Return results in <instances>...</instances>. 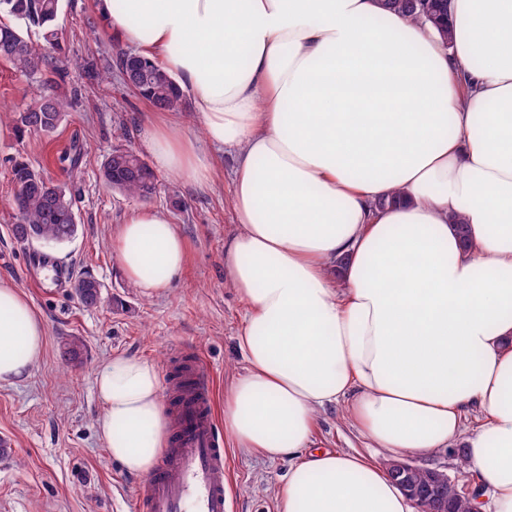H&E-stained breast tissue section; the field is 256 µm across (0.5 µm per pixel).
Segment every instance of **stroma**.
I'll list each match as a JSON object with an SVG mask.
<instances>
[{
  "label": "stroma",
  "mask_w": 512,
  "mask_h": 512,
  "mask_svg": "<svg viewBox=\"0 0 512 512\" xmlns=\"http://www.w3.org/2000/svg\"><path fill=\"white\" fill-rule=\"evenodd\" d=\"M57 24L64 32L60 54L90 59L97 76L69 70L59 90L78 91L79 97L55 134L0 141V278L13 281L29 298L46 328L42 358L29 376L0 385V439L13 448L0 457V512H138L141 477L112 459L98 433L101 404L94 372L112 355L125 354L153 362L165 380L175 356L193 352L210 372L215 410L223 412L231 377L247 366L236 341L244 304L224 283V245L235 230L234 154L216 153L212 182L205 188L162 172L147 203L107 189L99 178L102 163L118 146L147 155L142 129L154 109L125 88L114 58L129 44L106 28L95 0H62ZM49 77L44 68L25 75L0 61V103L22 111ZM75 139L89 150L73 179L58 157ZM18 156L52 180H73L80 228L71 242L23 246L11 237L15 186L10 167ZM146 204L167 214L189 247L186 272L155 297L142 295L126 279L111 247L118 225ZM44 255L65 276L99 280L101 306L85 309L71 287H55L53 270L37 266ZM75 337L85 347L80 362L69 365L63 352ZM312 445L356 451L380 462L387 456L359 435L343 402L320 410ZM224 461L229 512H277L289 459L271 461L228 442Z\"/></svg>",
  "instance_id": "1"
}]
</instances>
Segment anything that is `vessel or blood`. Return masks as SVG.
<instances>
[{
  "label": "vessel or blood",
  "mask_w": 512,
  "mask_h": 512,
  "mask_svg": "<svg viewBox=\"0 0 512 512\" xmlns=\"http://www.w3.org/2000/svg\"><path fill=\"white\" fill-rule=\"evenodd\" d=\"M193 385L169 380L171 443L144 483L139 512H228L224 444L216 434L213 383L200 362L187 368Z\"/></svg>",
  "instance_id": "vessel-or-blood-1"
}]
</instances>
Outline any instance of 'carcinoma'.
<instances>
[{
	"label": "carcinoma",
	"mask_w": 512,
	"mask_h": 512,
	"mask_svg": "<svg viewBox=\"0 0 512 512\" xmlns=\"http://www.w3.org/2000/svg\"><path fill=\"white\" fill-rule=\"evenodd\" d=\"M385 7L402 14L415 23H429L449 40L448 0H384ZM60 11V0H0V13L13 16L18 24L0 25V60L8 61L17 70L27 73L42 64L40 53L34 47L24 29H39L43 41L59 46L61 32L56 24ZM119 72L127 77L135 92L154 108L168 112L183 109L184 93L175 79L154 60L140 56V65L134 71L126 70V62L119 59ZM68 102L54 89L46 92L35 104L16 112L12 122L23 138L28 134H54L64 121ZM88 147L72 143L60 157L69 161V171H79L80 160ZM12 182L16 188L14 198V222L10 232L14 240L28 245L34 241L65 244L76 237L79 231L77 219L78 198L72 184L54 181L36 171L21 160L11 166ZM100 179L104 184L131 197L146 200L156 192V175L146 160L128 148H115L106 158ZM98 280L91 276H78L72 283L74 294L80 304L93 309L97 304ZM458 460L456 475L448 478L442 472L441 484L448 499V512H471L469 501L460 496L461 484L469 477L465 450L455 452Z\"/></svg>",
	"instance_id": "1"
}]
</instances>
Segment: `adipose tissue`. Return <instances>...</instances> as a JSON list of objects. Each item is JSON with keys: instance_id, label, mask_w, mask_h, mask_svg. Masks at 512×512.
Here are the masks:
<instances>
[{"instance_id": "1", "label": "adipose tissue", "mask_w": 512, "mask_h": 512, "mask_svg": "<svg viewBox=\"0 0 512 512\" xmlns=\"http://www.w3.org/2000/svg\"><path fill=\"white\" fill-rule=\"evenodd\" d=\"M123 3L96 8L177 78L202 125L197 140L148 122L155 167L204 186L211 149L236 155L224 273L246 305L247 368L224 394V435L292 459L277 512H413L384 465L310 451L319 411L342 401L389 455L464 442L485 512H512V0H451L447 43L382 0ZM111 246L148 296L189 262L149 207ZM44 336L0 279V383L30 373ZM95 385L102 441L148 474L169 444L156 365L115 355Z\"/></svg>"}]
</instances>
